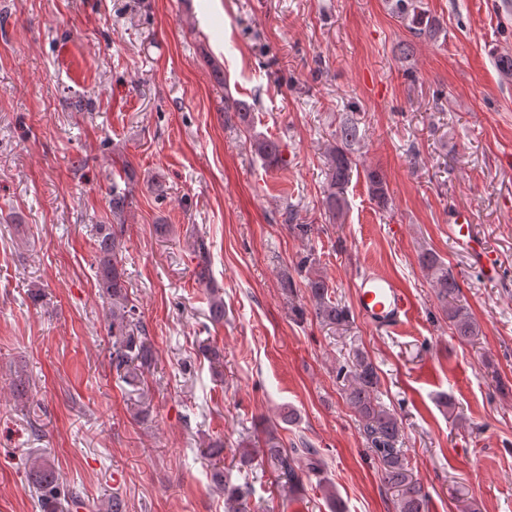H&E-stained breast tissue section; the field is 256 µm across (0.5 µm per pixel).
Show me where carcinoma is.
Here are the masks:
<instances>
[{
    "instance_id": "obj_1",
    "label": "carcinoma",
    "mask_w": 512,
    "mask_h": 512,
    "mask_svg": "<svg viewBox=\"0 0 512 512\" xmlns=\"http://www.w3.org/2000/svg\"><path fill=\"white\" fill-rule=\"evenodd\" d=\"M392 10L417 38L435 39L441 32L439 21L423 7V0H392ZM360 138L358 122L347 117L339 126L336 142L327 148L322 203L332 220L341 219L346 212L347 188L357 169L354 147ZM251 149L269 165H282L280 145L276 141L256 135L251 141ZM364 177L377 205L388 208L390 199L383 174L377 169H368ZM132 204L130 190L112 185L113 223L95 225V249L99 296L110 305L112 343L109 364L119 380L139 392L143 390L145 371L154 361V351L147 341L145 328L136 320L137 306L128 297L127 273L118 232L114 229V225L125 222L127 209ZM283 221L301 236L311 233V225L298 223L297 214L291 208L283 213ZM193 253L199 261L198 281L203 283L210 278L209 251L204 240L194 241ZM418 261L435 288L453 335L463 342L474 340L480 328L467 306L458 300L460 284L451 268L430 250L421 252ZM298 270L304 274V288L315 317L327 325L348 323L349 310L334 297V289L327 278L315 269V260L308 255L302 257ZM208 306L211 320L224 319V299L213 290L209 293ZM344 376L345 401L362 421L361 434L381 462L383 480L399 491L397 512H425L428 494L424 486L413 479L406 453L399 448L402 421L379 402L380 377L376 365L365 352L358 350ZM263 456L277 473L280 486L288 493L300 486L301 459H306L310 471L316 472L321 467L318 449L306 443L301 448H285L272 431L265 441ZM30 474L42 489L43 512H61V500L65 498L72 504L81 502V496L64 489L41 459H33ZM211 481L216 490L224 494L227 512H251L248 493L242 487L224 480V474L219 471L211 475Z\"/></svg>"
}]
</instances>
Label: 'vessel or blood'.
I'll use <instances>...</instances> for the list:
<instances>
[{
    "label": "vessel or blood",
    "instance_id": "1",
    "mask_svg": "<svg viewBox=\"0 0 512 512\" xmlns=\"http://www.w3.org/2000/svg\"><path fill=\"white\" fill-rule=\"evenodd\" d=\"M448 234L459 245L468 248L487 278L499 274L498 257L478 236L464 211H453L448 217ZM354 307L360 318L378 332H396L412 314V303L405 289L392 277L372 270L355 284Z\"/></svg>",
    "mask_w": 512,
    "mask_h": 512
}]
</instances>
